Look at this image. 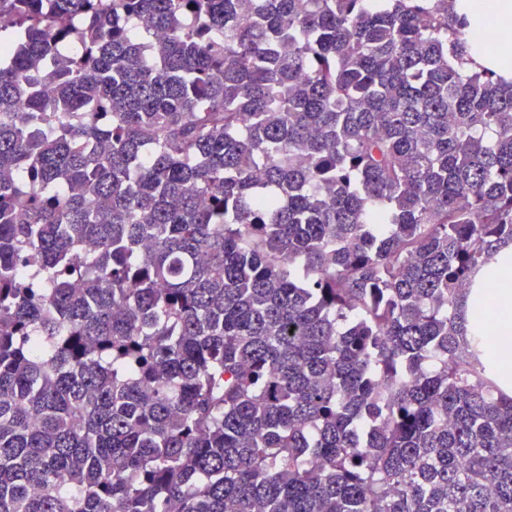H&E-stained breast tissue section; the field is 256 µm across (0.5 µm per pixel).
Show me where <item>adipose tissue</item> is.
Segmentation results:
<instances>
[{
  "label": "adipose tissue",
  "instance_id": "adipose-tissue-1",
  "mask_svg": "<svg viewBox=\"0 0 512 512\" xmlns=\"http://www.w3.org/2000/svg\"><path fill=\"white\" fill-rule=\"evenodd\" d=\"M466 302L470 330L486 331V360L499 368L512 396V245L498 250Z\"/></svg>",
  "mask_w": 512,
  "mask_h": 512
}]
</instances>
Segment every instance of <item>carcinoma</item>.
Here are the masks:
<instances>
[{
  "mask_svg": "<svg viewBox=\"0 0 512 512\" xmlns=\"http://www.w3.org/2000/svg\"><path fill=\"white\" fill-rule=\"evenodd\" d=\"M471 27L0 0V512H512L465 319L512 69Z\"/></svg>",
  "mask_w": 512,
  "mask_h": 512,
  "instance_id": "cac0c4a2",
  "label": "carcinoma"
}]
</instances>
